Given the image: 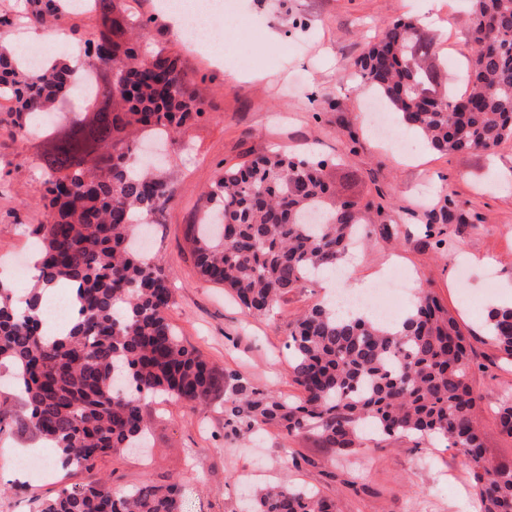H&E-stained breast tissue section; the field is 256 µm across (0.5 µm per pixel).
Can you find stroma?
Wrapping results in <instances>:
<instances>
[{
    "instance_id": "1",
    "label": "stroma",
    "mask_w": 512,
    "mask_h": 512,
    "mask_svg": "<svg viewBox=\"0 0 512 512\" xmlns=\"http://www.w3.org/2000/svg\"><path fill=\"white\" fill-rule=\"evenodd\" d=\"M133 0L148 18L144 50L164 45L208 112L182 127L167 151L178 180L167 207L150 225L148 247L173 275L167 316L182 340L221 373L236 372L246 384L282 396L299 395L289 368L287 343L295 320L323 304L318 282L289 289L278 306L257 315L221 286L204 280L191 255L188 230L197 223L203 194L222 163L241 162L272 149L313 150L332 162V176L360 202L383 203L404 224L426 220V200L450 195L468 215L446 226V243L413 236L372 237L346 264L348 275L376 285L400 271V315H407L417 288H428L471 335L475 420L486 434L487 454L512 463V438L495 420L498 404L512 395V361L501 358L486 336L488 308L512 302V140L488 151L442 156L417 143L406 158L368 138L367 110L359 90L340 79L344 64L361 55L388 23L403 16L427 19L441 76L460 92L470 56L468 0H241L255 28L238 27L224 38V57L189 51L154 8ZM437 22H430V15ZM251 39L264 49L252 68L230 81L236 45ZM332 94L337 110L311 104V92ZM38 137L15 141L0 130V271L28 261L29 227L45 220L37 189ZM149 428L145 452L110 455L92 472L17 474L15 456L31 447L30 433H0V512H31L37 500L63 488L100 480L115 490L144 480L182 479L185 512H247L248 493L288 483L335 500L337 512H407L428 502L430 512H476L470 471L453 450L435 441L414 444L365 435L357 455L346 458L324 447L315 434L284 437L267 428L259 439L225 424L224 401L192 409L174 399L145 395L140 401Z\"/></svg>"
}]
</instances>
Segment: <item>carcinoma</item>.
<instances>
[{
  "mask_svg": "<svg viewBox=\"0 0 512 512\" xmlns=\"http://www.w3.org/2000/svg\"><path fill=\"white\" fill-rule=\"evenodd\" d=\"M88 12L99 17L98 34L72 35L82 67L97 70L96 106L43 133L37 157L46 219L30 230L39 280L69 286L75 309L69 330L48 338L46 318L34 314L38 289L22 312L0 288V367L13 369L21 393L20 411L0 410V433L16 426L51 442L64 468L91 472L103 457L143 440L141 395L195 407L221 384L167 319L170 271L132 244L136 220L173 195L171 177L137 158L139 137L161 129L171 137L207 107L168 48L140 53L133 36H144L148 21L116 15V0H90ZM75 13L69 0H21L19 11L0 13V27L62 24ZM470 41L460 94H448L433 40L412 19L393 21L350 70L431 150H489L512 139V0H471ZM73 72L67 60L29 67L0 52L4 129L12 139L26 140L35 117L70 102ZM327 168L325 160L280 151L224 167L206 193L214 223L190 237L201 276L265 314L288 289L336 271L363 225H376L386 238L408 235L381 207L341 199ZM460 218L455 201L443 196L427 211L425 237L443 235ZM485 320L488 339L511 361L512 306L488 309ZM289 338L291 375L304 396L247 387L230 373L234 399L225 412L234 430L312 432L343 456L357 453L365 426L383 440L444 441L469 465L480 512H512V465L485 464L484 434L474 421L468 337L435 295L420 292L397 331L316 306ZM496 415L499 432L512 438V397ZM33 512H183L180 482L114 491L98 480L64 488ZM253 512H335V503L282 484L254 492Z\"/></svg>",
  "mask_w": 512,
  "mask_h": 512,
  "instance_id": "carcinoma-1",
  "label": "carcinoma"
}]
</instances>
